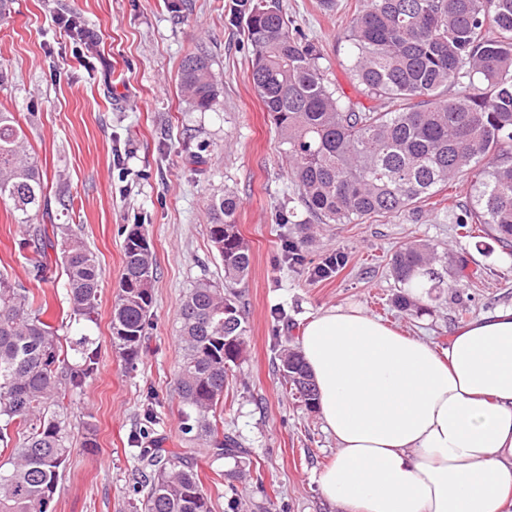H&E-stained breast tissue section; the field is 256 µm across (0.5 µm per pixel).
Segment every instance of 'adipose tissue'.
Wrapping results in <instances>:
<instances>
[{
    "label": "adipose tissue",
    "instance_id": "ef3b65f1",
    "mask_svg": "<svg viewBox=\"0 0 512 512\" xmlns=\"http://www.w3.org/2000/svg\"><path fill=\"white\" fill-rule=\"evenodd\" d=\"M301 350L336 441L316 481L340 512H512V307L445 347L331 307Z\"/></svg>",
    "mask_w": 512,
    "mask_h": 512
}]
</instances>
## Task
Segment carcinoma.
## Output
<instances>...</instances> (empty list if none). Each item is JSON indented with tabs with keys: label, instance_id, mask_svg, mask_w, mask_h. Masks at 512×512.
Masks as SVG:
<instances>
[{
	"label": "carcinoma",
	"instance_id": "obj_1",
	"mask_svg": "<svg viewBox=\"0 0 512 512\" xmlns=\"http://www.w3.org/2000/svg\"><path fill=\"white\" fill-rule=\"evenodd\" d=\"M229 22L243 29L250 79L288 157L299 207L283 224H364L432 197L458 177L471 193L455 223L490 226L512 247V0H356L345 34L354 87L372 102L347 96L328 78L316 45L283 11L280 0H233ZM180 86L196 110L215 99L208 58L186 55ZM456 89L448 96V89ZM0 199L23 223L47 206L27 134L12 112H0ZM236 193L210 206L209 234L224 264V292L201 282L179 310L182 358L175 373L185 433L202 447L163 455L141 448L146 473L139 512H212L191 455L239 458L245 450L218 436L210 419L224 399L229 370L241 360L245 326L230 288L251 263L240 235ZM43 248L60 247L74 319L94 320L103 271L82 234L69 227L58 241L36 229ZM433 248L408 246L392 258L397 280L429 277ZM157 275L152 245L138 224L127 230L119 291L112 307V344L134 365L150 325ZM35 294L0 274V512H47L72 451L58 397L80 393L98 370L88 336L73 343L75 365L59 353L60 336L42 319ZM281 371L309 408L316 387L302 352L285 348Z\"/></svg>",
	"mask_w": 512,
	"mask_h": 512
}]
</instances>
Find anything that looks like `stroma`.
Masks as SVG:
<instances>
[{
	"mask_svg": "<svg viewBox=\"0 0 512 512\" xmlns=\"http://www.w3.org/2000/svg\"><path fill=\"white\" fill-rule=\"evenodd\" d=\"M297 27L319 46L330 78L355 95L347 70L345 27L355 0H280ZM233 0H8L0 14V111L15 113L43 175L48 206L20 223L0 202V273L43 295L45 321L62 352L80 334L94 339L99 369L80 395L67 399L76 446L51 503L52 512H135L133 486L142 476L134 448L181 453L174 377L182 351L180 305L197 282L224 284V267L210 240L213 197L234 190L238 230L251 249L238 304L247 329L243 359L229 374L218 427L234 437L249 462L193 465L213 512H339L325 501L316 474L335 456L336 442L317 410L292 395L278 372L282 346H297L303 326L321 310L356 304L400 332L438 346L458 327L512 305V251L488 225L457 231L451 206L470 193L463 176L417 210L366 224H315L304 261L289 263L285 242L298 225L278 221L295 188L275 126L249 79L246 39L228 21ZM78 19L97 41L87 55L62 13ZM191 52L207 54L216 78L210 110L183 95L179 66ZM81 225L104 276L96 322L75 321L58 250L37 251L34 226ZM142 225L157 263L152 330L135 368L112 344L111 312L123 266L126 228ZM414 243L436 250L432 269L442 288L426 310L394 306L401 288L392 255ZM331 253L345 263L331 278L313 275ZM42 265V279L30 274ZM96 445L82 447L86 426ZM239 477H230V470Z\"/></svg>",
	"mask_w": 512,
	"mask_h": 512,
	"instance_id": "stroma-1",
	"label": "stroma"
}]
</instances>
